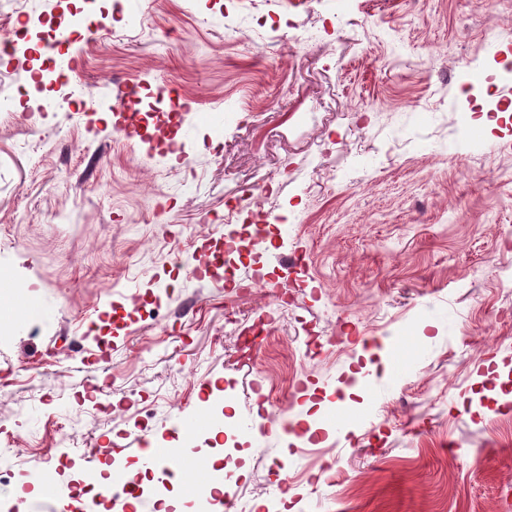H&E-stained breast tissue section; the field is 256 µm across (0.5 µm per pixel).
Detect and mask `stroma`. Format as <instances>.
Returning a JSON list of instances; mask_svg holds the SVG:
<instances>
[{
    "mask_svg": "<svg viewBox=\"0 0 512 512\" xmlns=\"http://www.w3.org/2000/svg\"><path fill=\"white\" fill-rule=\"evenodd\" d=\"M272 7L87 0L105 26L64 43L59 109L26 51L72 0H0V512H30L46 464L70 489L93 453L140 467L143 435L184 452L140 512H512V117L459 130L465 58L512 102V0H308L256 34ZM123 83L177 150L115 132ZM234 210L279 225L231 285L193 265ZM374 348L337 440L336 391ZM278 404L316 431L243 433ZM223 463L226 502L186 500Z\"/></svg>",
    "mask_w": 512,
    "mask_h": 512,
    "instance_id": "1",
    "label": "stroma"
}]
</instances>
